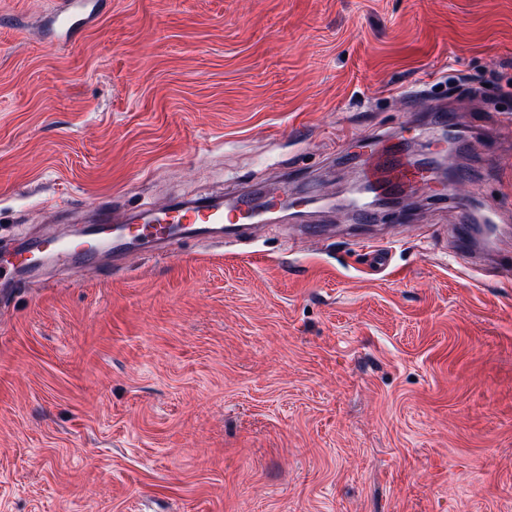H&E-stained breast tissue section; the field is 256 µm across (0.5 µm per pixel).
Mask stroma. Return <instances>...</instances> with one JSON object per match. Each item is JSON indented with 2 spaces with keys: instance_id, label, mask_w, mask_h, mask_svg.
<instances>
[{
  "instance_id": "obj_1",
  "label": "stroma",
  "mask_w": 512,
  "mask_h": 512,
  "mask_svg": "<svg viewBox=\"0 0 512 512\" xmlns=\"http://www.w3.org/2000/svg\"><path fill=\"white\" fill-rule=\"evenodd\" d=\"M54 0H0V247L108 200L316 178L247 245L0 287V512H512V280L458 259L454 202L512 252V0H107L61 48ZM482 140L364 264L348 161L382 129ZM332 227L307 242L301 226Z\"/></svg>"
}]
</instances>
